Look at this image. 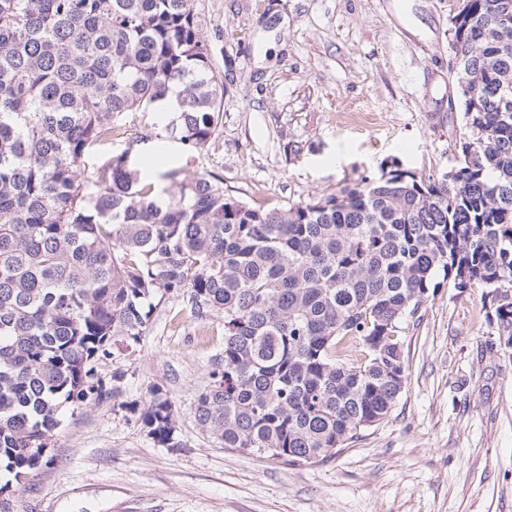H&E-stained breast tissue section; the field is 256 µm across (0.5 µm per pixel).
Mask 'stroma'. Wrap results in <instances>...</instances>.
Segmentation results:
<instances>
[{
	"instance_id": "stroma-1",
	"label": "stroma",
	"mask_w": 512,
	"mask_h": 512,
	"mask_svg": "<svg viewBox=\"0 0 512 512\" xmlns=\"http://www.w3.org/2000/svg\"><path fill=\"white\" fill-rule=\"evenodd\" d=\"M459 4L198 0L224 83L214 137L190 154L155 138L158 113L136 112L84 168L127 149L139 164L160 153L184 176L217 173L235 197L269 207L396 167L442 178L465 133L450 69ZM435 281L402 332L407 380L387 419L299 465L199 430L195 399L224 353L223 319L170 298L146 336L96 363L104 381L122 373L118 395L65 411L18 512H512V348L500 346L480 289ZM155 390L175 410L177 447L155 442L135 411Z\"/></svg>"
}]
</instances>
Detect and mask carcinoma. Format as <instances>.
<instances>
[{"label":"carcinoma","mask_w":512,"mask_h":512,"mask_svg":"<svg viewBox=\"0 0 512 512\" xmlns=\"http://www.w3.org/2000/svg\"><path fill=\"white\" fill-rule=\"evenodd\" d=\"M450 44L467 137L448 178L405 171L279 207L224 178L119 157L83 173L129 112L178 90L172 133L202 150L220 122L196 0H0V512L47 457L61 409L117 395L94 363L137 342L189 292L224 319V355L198 392L224 448L311 463L388 417L406 383L402 325L438 272L482 289L512 345V0H462ZM162 446L177 418L141 412Z\"/></svg>","instance_id":"1"}]
</instances>
